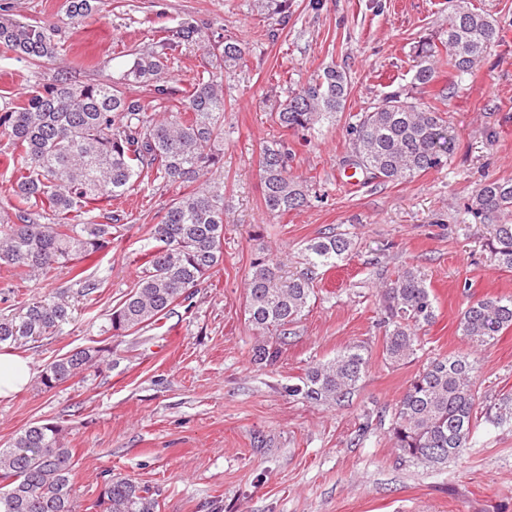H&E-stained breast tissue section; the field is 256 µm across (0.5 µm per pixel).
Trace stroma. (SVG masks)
I'll return each mask as SVG.
<instances>
[{"instance_id":"1","label":"stroma","mask_w":512,"mask_h":512,"mask_svg":"<svg viewBox=\"0 0 512 512\" xmlns=\"http://www.w3.org/2000/svg\"><path fill=\"white\" fill-rule=\"evenodd\" d=\"M473 2L499 43L465 81L445 72L422 89L412 85L415 46L445 38L451 0H289L282 28L255 0H99L77 29L67 24L69 0H0L13 18L62 25L67 46L43 67L0 52V96L20 97L57 74L78 84L119 76L133 52L188 17L247 47L242 67L224 76V165L214 174L224 183L223 263L158 325L109 338L111 364L86 381L1 399L0 445L32 423H58L81 512H101L104 482L118 473L149 486L158 512H512V424L479 422L470 447L439 468L401 461L390 437L391 408L427 358L471 354L485 401L512 394V328L478 349L459 331L469 303L512 295V270L498 266L485 229L465 214L485 178L512 179V0ZM272 27L274 41L264 34ZM329 66L348 75L342 111L308 137L281 128L289 90ZM401 87L449 112L454 151L409 182L346 184L349 123ZM275 140L288 145V173L306 181L311 202L273 220L260 159ZM176 193L147 177L115 208L93 211L98 224L122 216L108 250L82 265L100 286L62 335L24 350L34 370L96 339L134 283L133 250L149 248L148 226ZM331 229L351 237V252L320 272L277 360L255 364L258 338L245 316L253 260L263 250L300 273L306 244ZM405 267L425 273L437 317L420 330L414 360L396 366L383 356L378 276ZM355 345L368 366L344 402L289 395L310 367Z\"/></svg>"}]
</instances>
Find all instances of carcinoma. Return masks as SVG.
<instances>
[{
	"label": "carcinoma",
	"instance_id": "cac0c4a2",
	"mask_svg": "<svg viewBox=\"0 0 512 512\" xmlns=\"http://www.w3.org/2000/svg\"><path fill=\"white\" fill-rule=\"evenodd\" d=\"M93 0H70L68 20L76 28L90 18ZM260 10L285 24L288 0H258ZM499 30L483 11L456 0L448 18L447 38L423 40L415 55L413 84L426 88L437 78L435 59L448 57V68L467 75L494 46ZM209 43V61L188 88L169 84L172 52ZM65 41L49 21H21L0 13V49L31 65L55 61ZM246 45L231 36L211 39L192 19L133 53L119 77L75 84L64 77L36 85L0 107V137L18 203L0 207V266L41 282L59 272L72 274L73 285L88 296L99 284L75 277L80 263L112 244V225L93 224L88 215L103 202L124 195L140 178L183 189L149 225L154 245L139 252L140 272L133 287L106 314L99 335L137 332L151 326L171 307L192 295L223 262L224 183L208 174L224 158V71L245 62ZM150 88L153 101L133 97L126 86ZM347 73L328 68L312 76L278 112L279 125L310 131L344 108ZM354 146L351 165L370 180L409 182L443 165L456 144L443 113L425 109L399 88L371 112L347 127ZM291 153L274 141L262 152L260 171L266 212L279 218L307 205L308 187L288 175ZM467 214L487 224L486 246L499 266L512 268V180L487 178L467 204ZM351 240L333 230L304 248L306 271L286 274L267 256L254 259L246 289L245 315L259 335L285 332L315 296L317 271L344 261ZM383 355L405 364L418 351L417 331L436 318V300L418 269L403 268L382 278ZM70 289L49 293L29 290L0 313V348L23 349L62 334L73 319ZM512 327V295L470 303L459 328L476 347ZM271 343L253 348L259 364L276 361ZM112 348L91 345L72 349L44 365L37 384L51 389L110 360ZM368 365L358 346L312 367L303 386L292 387L309 401L340 404L357 387ZM478 368L468 355L428 360L409 381L391 412L393 447L405 462L441 467L468 447L477 423ZM494 424L512 420V397L486 408ZM72 450L65 447L54 422H36L8 445L0 446V512H77ZM104 512H156L158 502L135 480L113 475L105 481Z\"/></svg>",
	"mask_w": 512,
	"mask_h": 512
}]
</instances>
